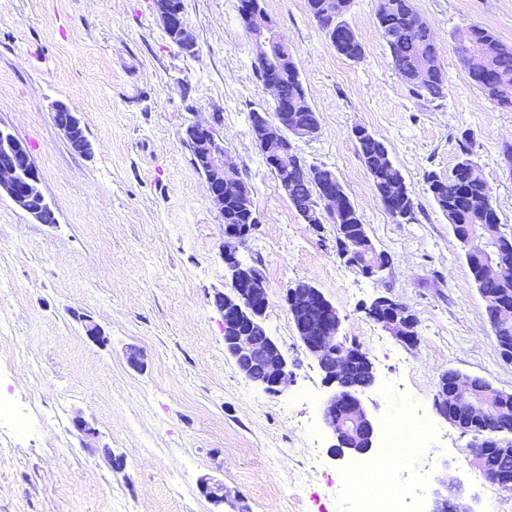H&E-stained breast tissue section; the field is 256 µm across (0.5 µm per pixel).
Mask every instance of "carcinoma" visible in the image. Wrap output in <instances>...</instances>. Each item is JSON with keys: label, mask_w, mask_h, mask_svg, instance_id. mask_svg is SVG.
<instances>
[{"label": "carcinoma", "mask_w": 512, "mask_h": 512, "mask_svg": "<svg viewBox=\"0 0 512 512\" xmlns=\"http://www.w3.org/2000/svg\"><path fill=\"white\" fill-rule=\"evenodd\" d=\"M321 0H307V8L317 26L326 34L336 32L333 42L336 51L351 61L364 56V46L346 19L352 0H340L343 7L336 9V15L324 16L319 8ZM376 26L386 45L393 69L404 81L408 92L415 99L435 100L443 97L447 76L436 62L434 42L428 37V26L418 14L413 0H377L375 9ZM470 45L483 49L488 56V66L493 74L489 78L481 72L472 71L474 84L496 105L512 109V48L504 45L494 33L480 25H471ZM280 96L270 102L264 113L274 118L288 110L307 127L319 129V119L309 102L293 58H288L281 70ZM358 152L370 173L376 192L387 193L390 182L403 179L394 165L386 144L370 131L355 139ZM474 141L469 134L462 135L459 143L457 162L448 176L441 178L434 173L426 175L428 192L435 205L448 219L452 233L464 251L471 277L483 298L498 308L509 311V320L494 325L497 338L512 336V255L508 257L502 278L487 279L482 269L472 262V246L465 239L467 226L489 223L499 219L497 209L491 208L484 191L485 180L479 166L473 159ZM306 167L304 158L294 153L288 157V200L306 224H335L336 239L343 237L354 247L362 245L369 238L367 225L349 196H344V210L330 219L321 217L316 211L307 209V202L321 185L333 184L345 192L335 172L327 166L315 165V178L307 180L302 171ZM224 223L249 224L251 216L237 211L235 205L224 202ZM493 428L512 431V392L505 395V401Z\"/></svg>", "instance_id": "cac0c4a2"}]
</instances>
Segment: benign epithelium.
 <instances>
[{
  "label": "benign epithelium",
  "mask_w": 512,
  "mask_h": 512,
  "mask_svg": "<svg viewBox=\"0 0 512 512\" xmlns=\"http://www.w3.org/2000/svg\"><path fill=\"white\" fill-rule=\"evenodd\" d=\"M153 7L166 27L181 34L184 41L197 47L195 38L180 11L163 8L162 0H153ZM241 24L253 40L256 59L279 64V56L289 51L269 21L263 0H246L239 11ZM266 154L281 170L283 191H288V147L290 138L304 139L307 134L294 122L268 121L257 128ZM186 136L195 146V159L210 165L206 192L219 212H224V199L238 200L240 207L250 210V196L242 185L235 164L224 153V144L218 137L215 118L193 122L186 128ZM41 184L31 151L26 143L0 130V197L8 198L19 210L39 221L46 201H34V189ZM339 198L334 188H322L316 194L314 206L321 212L335 213ZM255 230L253 224H235L226 227L229 239L243 243ZM471 236L479 238L473 248L489 277L501 276L503 269L497 254L503 238L485 227L471 228ZM345 258L362 267L364 276L374 277L386 269L377 257L372 243H367L363 260H356L348 252ZM224 264L230 272V288L215 295L217 309L224 320V350L233 360L239 373L271 396L283 392L293 375L288 357L267 330L264 322L269 305L268 285L256 268L242 265L236 256V247L226 244ZM284 305L290 316L296 337L305 351L317 362L325 382L334 391L322 404L325 427L334 437L339 456H367L372 452L375 426L367 414L360 395L375 382L373 366L368 356L358 347L340 341V316L336 308L315 288L298 291L285 289ZM370 318L391 331L402 343H416L413 319L400 305L388 298L378 297L368 309ZM362 371L368 375L364 384H351L352 374ZM435 398L436 409L447 421L456 414L463 419L484 425L497 416L499 410L487 389L475 388L472 377L460 372L439 376ZM512 447V435L501 429L493 434L472 433L469 451L487 478L494 484L512 487V469L502 468L493 461L491 449ZM431 512H470L462 503L460 494L439 496Z\"/></svg>",
  "instance_id": "benign-epithelium-1"
}]
</instances>
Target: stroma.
Returning a JSON list of instances; mask_svg holds the SVG:
<instances>
[{"mask_svg":"<svg viewBox=\"0 0 512 512\" xmlns=\"http://www.w3.org/2000/svg\"><path fill=\"white\" fill-rule=\"evenodd\" d=\"M237 0H184L198 54L165 36L152 0H0V128L31 149L57 221L41 224L0 197V394L35 408L28 434L0 423V512H350L340 481L350 460L334 455L320 402L330 394L298 341L283 302L287 286L311 283L337 309L340 336L367 354L376 381L362 400L376 424L400 416L384 397L392 380L436 433L427 479L398 467L407 512H431L437 495L460 492L469 512H512V492L489 482L466 452L469 436L436 410L448 370L512 392L485 302L447 218L425 182L446 176L463 133L501 223L512 227V109L474 85L456 51L469 25L512 47V0H414L448 75L445 96H410L375 25L377 0L347 15L365 48L336 53L306 0H265L319 115L313 139L294 141L307 163L330 167L390 267L367 278L337 253L336 227L303 223L263 163L249 121L269 92ZM78 113L93 154L73 152L53 119L57 102ZM220 112L219 137L252 186L259 225L237 248L269 286L265 325L295 363L281 395L239 374L224 351L213 304L230 285L224 221L183 143L189 122ZM384 141L415 202L403 222L383 206L352 136ZM389 296L412 315L417 348L367 314ZM105 332L90 341L82 318ZM137 349L142 369L128 365ZM81 414L96 438L76 431ZM222 484L209 502L201 481Z\"/></svg>","mask_w":512,"mask_h":512,"instance_id":"1","label":"stroma"}]
</instances>
